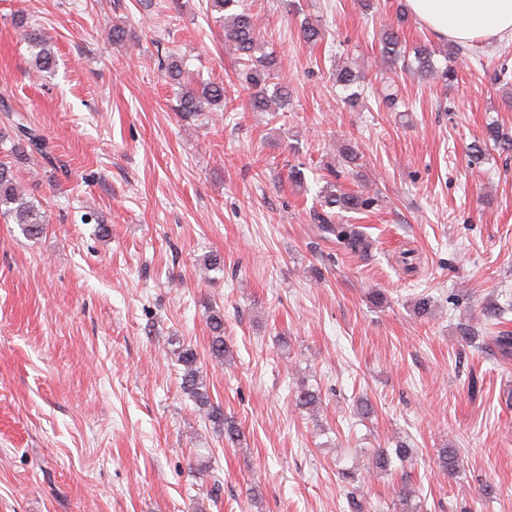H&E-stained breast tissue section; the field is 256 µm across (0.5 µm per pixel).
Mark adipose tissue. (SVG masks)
Returning <instances> with one entry per match:
<instances>
[{"instance_id":"obj_1","label":"adipose tissue","mask_w":512,"mask_h":512,"mask_svg":"<svg viewBox=\"0 0 512 512\" xmlns=\"http://www.w3.org/2000/svg\"><path fill=\"white\" fill-rule=\"evenodd\" d=\"M435 37L461 44L512 37V0H406Z\"/></svg>"}]
</instances>
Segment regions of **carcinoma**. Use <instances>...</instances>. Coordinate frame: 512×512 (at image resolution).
<instances>
[{
    "label": "carcinoma",
    "instance_id": "carcinoma-1",
    "mask_svg": "<svg viewBox=\"0 0 512 512\" xmlns=\"http://www.w3.org/2000/svg\"><path fill=\"white\" fill-rule=\"evenodd\" d=\"M211 10L218 13V21L224 28V47L235 55L244 67V81L249 91V108L253 112H275L288 105V84L280 81L277 59L274 52L263 50L259 40L254 15L242 7L241 0H210ZM24 40L35 49L33 66L35 71L45 73L56 65L54 52L47 47L37 34L24 32ZM381 53L384 61L394 64L405 55L401 51L399 28L389 22L381 32ZM416 70L420 75L430 79L448 81L454 76V70L449 67L441 69L434 61L435 52L426 45L415 48ZM166 71L169 78L178 84L176 111L184 119H192L202 112H222L226 107L224 85L216 82H201L192 87L183 81V64L177 57L167 61ZM359 81L355 70L345 64L336 69V83L351 91L347 100L356 96L353 87ZM274 85V91H269V85ZM17 142L25 143L31 150L46 154V140L37 131L23 123L15 126ZM321 198L323 206L338 208L346 212H357L369 208L374 198L362 191L352 193H336V184L327 182L323 187ZM0 212L18 224L24 234L30 238L39 237L46 224L45 212L32 201L28 200L18 179L6 166L0 167ZM334 228L327 227V230ZM338 243L351 251H362L366 244L362 235L352 228L340 226L336 229ZM211 340L209 352L215 358L221 359L226 352L224 342V315L219 311L208 317ZM492 343L499 355L507 360L512 357V332L503 330L492 337ZM177 362L183 366L181 388L188 394L198 407L203 418L220 430L224 438L231 443L241 441L240 430L234 420L224 416L223 408L211 402L205 382L201 377L196 351L186 347L177 352ZM296 405L312 411L320 405L319 394L302 389L296 396ZM412 448L404 442H399L394 448H380L372 457L371 469L389 470L397 461L407 460ZM441 468L452 474L459 465V457L455 448H441L438 454Z\"/></svg>",
    "mask_w": 512,
    "mask_h": 512
}]
</instances>
